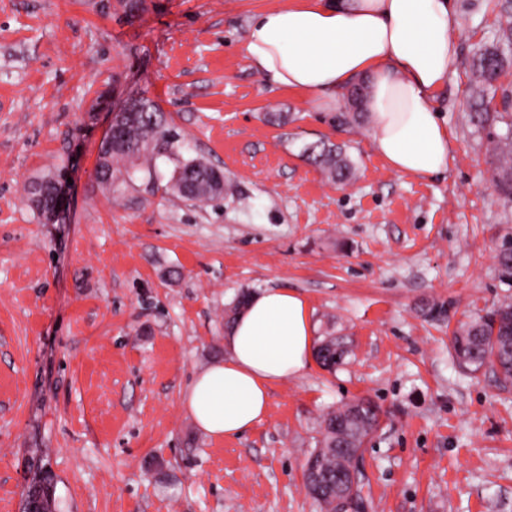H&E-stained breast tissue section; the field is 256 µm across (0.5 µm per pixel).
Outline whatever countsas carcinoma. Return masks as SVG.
Segmentation results:
<instances>
[{"mask_svg":"<svg viewBox=\"0 0 512 512\" xmlns=\"http://www.w3.org/2000/svg\"><path fill=\"white\" fill-rule=\"evenodd\" d=\"M509 54L512 55V27L502 30L496 44L481 50L473 60L471 82L478 98L473 115L478 129H485L491 119L506 127L503 134L488 133L492 143L491 182L500 194L512 199V113L509 112L512 105L503 101V111L495 114L488 108V93L495 89ZM140 103L144 113L129 127L126 140L112 147L110 157L99 159L98 166L106 179L105 190L112 191L117 183H133L139 172L146 173L151 180L158 174V161L168 160L174 162L176 168L195 170L199 190L190 199L166 185L164 190L169 196L203 204L224 197L229 190L227 183L216 190L209 183L211 164L199 156L183 157L180 135L170 126L165 113L148 98L141 99ZM306 153L333 182L342 183L352 174L351 162L332 145H312L306 148ZM496 259L500 277L512 283V240L502 245ZM323 342L331 346V350L328 356L322 355V349L316 350L320 364L327 369L343 364L349 355L346 343L333 336L325 337ZM452 349L462 370L476 372L490 365L498 368L504 379L511 380L512 301L502 302L462 324L452 338ZM376 410L378 407L372 402L362 400L357 414L352 413V406L344 404L326 415L325 421L329 423L341 421L340 428L325 429L307 460L323 481L334 483L337 475L358 470V446L361 438L373 428Z\"/></svg>","mask_w":512,"mask_h":512,"instance_id":"cac0c4a2","label":"carcinoma"}]
</instances>
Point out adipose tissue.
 <instances>
[{
  "label": "adipose tissue",
  "instance_id": "ef3b65f1",
  "mask_svg": "<svg viewBox=\"0 0 512 512\" xmlns=\"http://www.w3.org/2000/svg\"><path fill=\"white\" fill-rule=\"evenodd\" d=\"M455 0H282L256 13L243 38L271 87L316 99L365 82L362 107L376 152L393 170L433 177L448 168L450 136L433 106L458 63ZM315 326L297 291L250 293L224 332V358L194 376L182 406L212 439L243 436L266 417L271 390L301 375Z\"/></svg>",
  "mask_w": 512,
  "mask_h": 512
}]
</instances>
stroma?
Instances as JSON below:
<instances>
[{
    "label": "stroma",
    "instance_id": "stroma-1",
    "mask_svg": "<svg viewBox=\"0 0 512 512\" xmlns=\"http://www.w3.org/2000/svg\"><path fill=\"white\" fill-rule=\"evenodd\" d=\"M279 0H0V512H24L51 476L56 512H319L304 470L326 414L368 399L372 512H512V380L451 354L461 322L512 286L496 252L512 201L491 182L470 121L469 69L512 21V0H457L459 60L435 98L448 171L392 170L344 89L272 88L242 48ZM159 105L234 194L172 205L138 179L114 198L95 177L114 112ZM355 164L335 183L316 141ZM69 179L49 223L27 187ZM288 288L317 336L352 354L272 389L237 439L198 431L190 379L224 357L238 292Z\"/></svg>",
    "mask_w": 512,
    "mask_h": 512
}]
</instances>
